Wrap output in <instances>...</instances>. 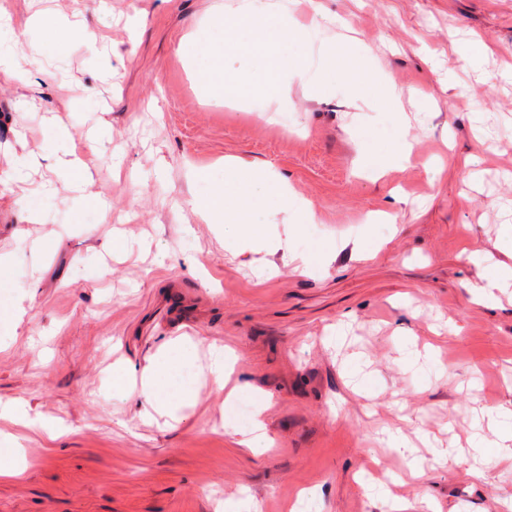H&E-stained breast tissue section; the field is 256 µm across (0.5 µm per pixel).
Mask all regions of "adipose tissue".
Masks as SVG:
<instances>
[{"label": "adipose tissue", "instance_id": "adipose-tissue-1", "mask_svg": "<svg viewBox=\"0 0 512 512\" xmlns=\"http://www.w3.org/2000/svg\"><path fill=\"white\" fill-rule=\"evenodd\" d=\"M27 24L48 33L49 39L42 51L58 61L69 57L76 41L90 37L80 22L52 12L36 14L28 19ZM20 36L21 32L16 28L12 16L0 8L1 83L24 84L28 81L30 71L24 66L26 56L21 49ZM51 131L46 159L58 182L49 185L48 190L53 193L57 188H65L71 193L74 204L82 205L83 185L87 177L85 164L77 155L69 131L63 123L52 124ZM257 183L280 206L294 209L307 219H314L312 202L297 195L286 179L259 175L233 160L224 163V182L220 191L205 201L192 200L191 206L207 223L215 224L225 220L240 225L246 240H260L263 230L252 222L250 216L252 199L249 189ZM195 359L196 351L193 347L185 345L178 338L170 340L142 370L114 365L112 387L124 395L139 397L159 414H171L173 407L188 398L189 393L185 390L170 391L169 384L182 365L194 362Z\"/></svg>", "mask_w": 512, "mask_h": 512}]
</instances>
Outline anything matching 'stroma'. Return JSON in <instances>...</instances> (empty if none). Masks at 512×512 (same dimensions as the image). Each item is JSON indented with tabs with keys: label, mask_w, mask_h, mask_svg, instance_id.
<instances>
[{
	"label": "stroma",
	"mask_w": 512,
	"mask_h": 512,
	"mask_svg": "<svg viewBox=\"0 0 512 512\" xmlns=\"http://www.w3.org/2000/svg\"><path fill=\"white\" fill-rule=\"evenodd\" d=\"M7 2L20 16L77 13L96 40L42 61L32 85L0 86V154L38 161L0 189L9 281L34 297L19 325L0 323V402L27 417L0 420V448L24 450L21 473L0 477V512H216L231 495L287 512L309 488L311 512H393L397 498L413 512H497L512 498V454L481 445L503 431L490 409L512 408V302L470 294L512 265V0H280L356 40L363 86L294 79L263 115L200 97L177 52L242 0ZM471 41L485 58L462 57ZM73 79L91 107L70 108ZM388 81L414 97L404 168L387 157ZM52 120L77 148L97 142L85 209L41 195ZM224 157L285 176L314 223L261 204L264 240L246 244L238 225L202 221L190 201L212 194ZM35 200L44 219L30 224ZM378 212L396 217L387 231L367 221ZM115 229L127 247L112 256ZM300 253L318 255L314 276L296 271ZM175 338L235 350L232 405L206 380L169 425L113 391V363L143 367ZM258 395L275 445L256 456L233 431ZM392 433L405 450L389 449ZM440 448L452 456L435 460Z\"/></svg>",
	"instance_id": "35a3bbf8"
}]
</instances>
